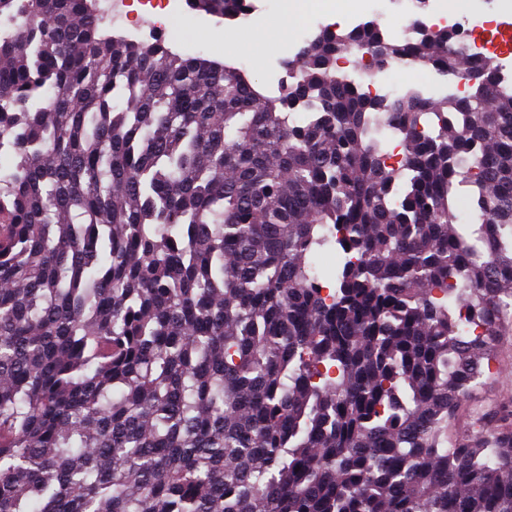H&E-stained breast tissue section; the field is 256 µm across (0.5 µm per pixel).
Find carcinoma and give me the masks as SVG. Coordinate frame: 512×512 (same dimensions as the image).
Wrapping results in <instances>:
<instances>
[{
  "label": "carcinoma",
  "mask_w": 512,
  "mask_h": 512,
  "mask_svg": "<svg viewBox=\"0 0 512 512\" xmlns=\"http://www.w3.org/2000/svg\"><path fill=\"white\" fill-rule=\"evenodd\" d=\"M21 12L0 39V512H512V408L448 433L512 334L497 69L451 30L368 22L321 30L268 95L105 34L91 0ZM357 52L471 92L371 97L337 73ZM333 244L327 287L309 256Z\"/></svg>",
  "instance_id": "cac0c4a2"
}]
</instances>
